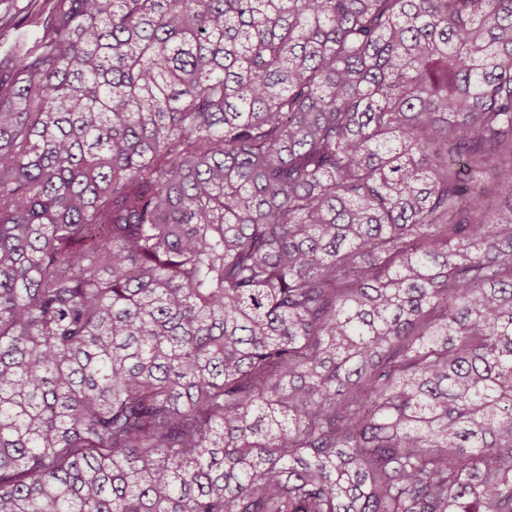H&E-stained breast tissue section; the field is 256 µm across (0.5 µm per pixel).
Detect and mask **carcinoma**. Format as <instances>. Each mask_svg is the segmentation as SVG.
I'll return each instance as SVG.
<instances>
[{
    "label": "carcinoma",
    "instance_id": "1",
    "mask_svg": "<svg viewBox=\"0 0 512 512\" xmlns=\"http://www.w3.org/2000/svg\"><path fill=\"white\" fill-rule=\"evenodd\" d=\"M17 25L0 512H512V0Z\"/></svg>",
    "mask_w": 512,
    "mask_h": 512
}]
</instances>
